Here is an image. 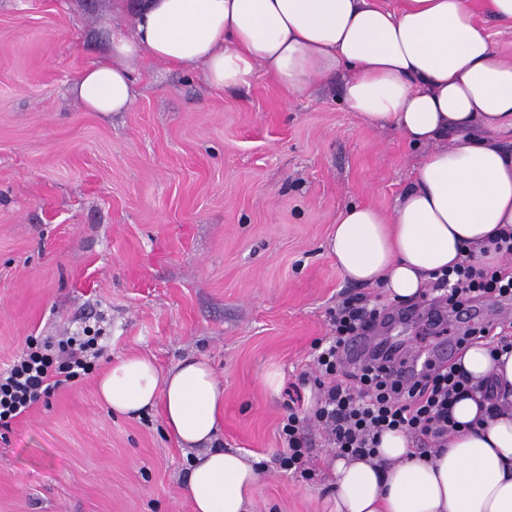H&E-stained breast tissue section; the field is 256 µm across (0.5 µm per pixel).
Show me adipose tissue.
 Listing matches in <instances>:
<instances>
[{"label":"adipose tissue","instance_id":"adipose-tissue-1","mask_svg":"<svg viewBox=\"0 0 512 512\" xmlns=\"http://www.w3.org/2000/svg\"><path fill=\"white\" fill-rule=\"evenodd\" d=\"M133 10L132 33L113 30L107 57L75 80L84 108L127 111L143 57L202 69L219 90L262 71L293 96L348 69L346 107L424 153L390 215L366 205L338 214L328 249L342 274L409 302L468 252L498 264L494 242L512 228V152L496 139L512 131V57L484 21L512 31V0H136ZM458 361L472 382L504 391L494 417L474 393L453 404L456 429L427 456L388 431L374 456L333 458L332 512H512V352L476 342ZM95 392L127 417L161 407L170 434L195 451L183 486L193 512H251L261 469L218 447L224 387L205 359L162 374L129 356Z\"/></svg>","mask_w":512,"mask_h":512}]
</instances>
